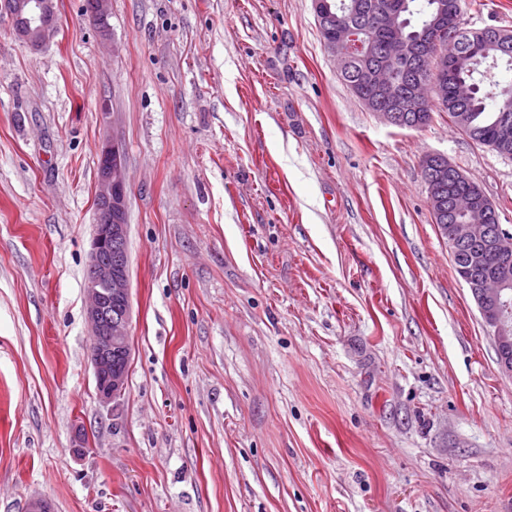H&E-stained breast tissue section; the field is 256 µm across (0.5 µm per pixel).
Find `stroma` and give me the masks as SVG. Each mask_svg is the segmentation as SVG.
Returning <instances> with one entry per match:
<instances>
[{
	"label": "stroma",
	"mask_w": 512,
	"mask_h": 512,
	"mask_svg": "<svg viewBox=\"0 0 512 512\" xmlns=\"http://www.w3.org/2000/svg\"><path fill=\"white\" fill-rule=\"evenodd\" d=\"M55 4L39 48L0 15V512H512V375L420 168L448 157L511 229L512 160L368 111L312 0H110L105 34ZM462 7L512 30V0ZM113 136L115 411L86 319ZM124 150L116 140H107L101 148L103 162L96 188V205L104 221L95 225L88 266L86 289L87 321L91 330L90 360L94 370L97 397L118 410L126 387L125 364L112 361V352L123 353L129 346L130 281L126 256L112 261V243L125 242L128 224L122 222L127 199ZM113 222L117 224H112ZM112 301L121 305L118 317Z\"/></svg>",
	"instance_id": "35a3bbf8"
}]
</instances>
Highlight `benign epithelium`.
Masks as SVG:
<instances>
[{
	"instance_id": "benign-epithelium-1",
	"label": "benign epithelium",
	"mask_w": 512,
	"mask_h": 512,
	"mask_svg": "<svg viewBox=\"0 0 512 512\" xmlns=\"http://www.w3.org/2000/svg\"><path fill=\"white\" fill-rule=\"evenodd\" d=\"M0 10L7 13L12 22L16 37L27 44L38 47L49 40L56 31L55 0H0ZM399 8L382 13V25L392 31L388 41L381 45L372 37L361 35V30L336 21L324 45L343 65L349 57L369 60L374 50H380L381 62L372 66L368 79L376 86L387 90L388 65L411 56L427 55L431 67L429 78L433 102L437 103L448 93V74L454 68V57L445 47L463 41L472 49L483 47L489 38L491 28L462 30L459 18L448 16V3L439 6V16L448 18V27L434 23L416 39L411 40L398 33L397 16ZM121 144L115 140L106 141L101 148L103 162L96 188V205L104 221L95 225L88 266L89 283L86 289L88 307L87 321L91 330L90 360L94 370L97 397L112 411L119 408V400L126 387V365L112 360V353H123L129 348L130 324V281L127 257H112V244L126 241L128 225L122 223L127 199L125 168L120 159ZM430 180L440 181L448 175L461 176L463 172L447 157L429 156ZM488 203L477 198H455L452 209L461 216H476V212H486ZM479 224H455L451 228L449 245L455 247L468 242L480 234ZM484 250L499 255L512 252V232L502 230L497 236L487 240ZM476 300L485 325L492 332L496 347L506 352L512 346V324L508 321V286L512 285V269L504 265L490 275L473 279L461 273ZM121 305L119 316H112V303Z\"/></svg>"
}]
</instances>
